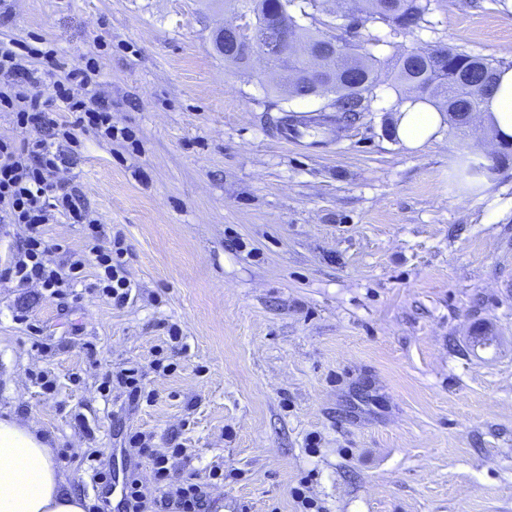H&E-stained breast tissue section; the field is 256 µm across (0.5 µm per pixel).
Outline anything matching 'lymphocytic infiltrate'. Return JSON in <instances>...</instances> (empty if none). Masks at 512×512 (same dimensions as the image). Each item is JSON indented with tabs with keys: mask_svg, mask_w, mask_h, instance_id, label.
<instances>
[{
	"mask_svg": "<svg viewBox=\"0 0 512 512\" xmlns=\"http://www.w3.org/2000/svg\"><path fill=\"white\" fill-rule=\"evenodd\" d=\"M99 77L94 61L68 67L43 42L0 37V112L11 115L19 132L14 139L0 138V224L23 229L12 260L0 268V282L19 288L36 283L58 299L73 293L82 261L55 263L45 238L46 225L63 218L87 227L101 292L120 305L133 288L126 275L129 250L122 237L106 240L78 187L60 178L82 152L80 132H93L106 144L118 135ZM60 112L72 113L73 121L59 122ZM127 444L151 462L154 483L129 475L121 512H208L205 481L190 477L172 484L167 455L149 447L143 433L129 434Z\"/></svg>",
	"mask_w": 512,
	"mask_h": 512,
	"instance_id": "1",
	"label": "lymphocytic infiltrate"
}]
</instances>
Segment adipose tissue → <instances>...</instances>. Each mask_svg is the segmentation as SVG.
<instances>
[{
    "instance_id": "ef3b65f1",
    "label": "adipose tissue",
    "mask_w": 512,
    "mask_h": 512,
    "mask_svg": "<svg viewBox=\"0 0 512 512\" xmlns=\"http://www.w3.org/2000/svg\"><path fill=\"white\" fill-rule=\"evenodd\" d=\"M481 122L500 143L512 142V67L497 71V88ZM446 118L427 104L404 103L394 116L395 135L410 148L437 138ZM0 512H85V501L59 472L55 452L30 423L0 419Z\"/></svg>"
}]
</instances>
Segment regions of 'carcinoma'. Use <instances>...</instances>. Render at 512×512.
Here are the masks:
<instances>
[{
  "label": "carcinoma",
  "instance_id": "carcinoma-1",
  "mask_svg": "<svg viewBox=\"0 0 512 512\" xmlns=\"http://www.w3.org/2000/svg\"><path fill=\"white\" fill-rule=\"evenodd\" d=\"M226 6L241 7L253 15L254 22L267 28L274 23L283 7V0H212ZM363 12L386 23L394 30H411L421 26L431 11L432 0H362ZM288 30L314 51L325 45L324 34L299 24L288 15ZM213 45L224 61L244 64L245 49L234 48L221 32L213 33ZM306 58L295 57L286 63L282 78L297 85V97H317V87L307 79ZM384 62L360 44H350L336 53L327 64L320 83L334 94L332 109L336 116H325L324 123L342 124L356 120L369 111L376 90L381 85L380 70ZM498 67L491 60L448 48L416 50L401 54L391 63V88L398 102L420 101L439 112L448 113L450 124L467 127L472 115L483 111L484 104L496 86Z\"/></svg>",
  "mask_w": 512,
  "mask_h": 512
}]
</instances>
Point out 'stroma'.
<instances>
[{"label":"stroma","mask_w":512,"mask_h":512,"mask_svg":"<svg viewBox=\"0 0 512 512\" xmlns=\"http://www.w3.org/2000/svg\"><path fill=\"white\" fill-rule=\"evenodd\" d=\"M316 17L383 60L448 46L512 66L505 0H434L403 32L354 0ZM224 20L206 0H0V36L97 62L135 137L82 134L76 170L136 285L115 305L83 225H46L82 278L64 299L0 284V417L34 423L91 506L111 493L94 464L123 482L139 431L173 481L210 478L213 512H512V152L478 123L406 148L385 85L338 133L284 143L279 118L332 99L225 64ZM466 155L490 173L459 177ZM124 368L139 402L105 384Z\"/></svg>","instance_id":"obj_1"}]
</instances>
